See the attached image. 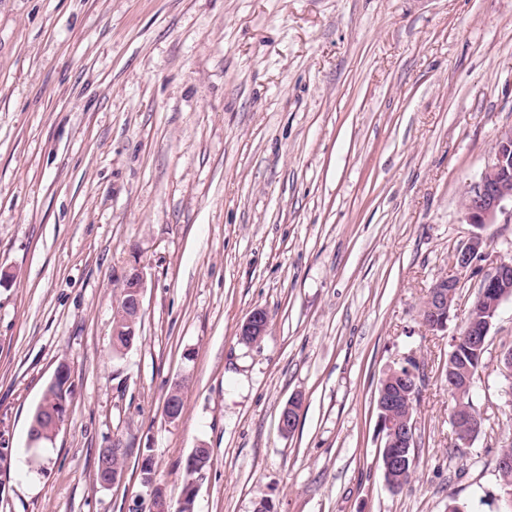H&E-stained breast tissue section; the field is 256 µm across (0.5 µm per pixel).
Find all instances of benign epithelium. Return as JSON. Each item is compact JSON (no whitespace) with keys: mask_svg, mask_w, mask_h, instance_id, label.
<instances>
[{"mask_svg":"<svg viewBox=\"0 0 512 512\" xmlns=\"http://www.w3.org/2000/svg\"><path fill=\"white\" fill-rule=\"evenodd\" d=\"M512 202V128L503 129L496 137L493 153L485 164L479 179L465 194L464 219L476 228L467 243L458 249L453 258L457 275L446 276L437 281L426 296L423 307L424 323L433 331L447 328L450 311L457 306L452 300L454 289L459 287V275L468 272L478 261L488 259L487 241L478 230L494 223L497 213L506 202ZM144 277L142 271L134 269L122 283L121 298L114 316L112 335L122 331L123 321L119 316L141 315ZM503 292L493 306L492 315H498L500 304L512 293V259L500 258L493 270L480 283V293ZM268 328V318L261 309L254 310L240 325L239 341L252 345L262 340ZM421 393V377L413 363L403 361L388 367L383 373L382 386L377 399V410L382 437L388 439L382 464L385 472L403 475L407 470L409 449L416 447L415 423H406L396 417L400 407L412 416ZM181 393L173 389L166 398L165 415L175 421L180 416ZM301 399L297 396L288 401L283 409L279 428L283 433L291 432L297 420Z\"/></svg>","mask_w":512,"mask_h":512,"instance_id":"1","label":"benign epithelium"}]
</instances>
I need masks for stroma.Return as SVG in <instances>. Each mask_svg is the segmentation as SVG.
Returning <instances> with one entry per match:
<instances>
[{
	"instance_id": "obj_1",
	"label": "stroma",
	"mask_w": 512,
	"mask_h": 512,
	"mask_svg": "<svg viewBox=\"0 0 512 512\" xmlns=\"http://www.w3.org/2000/svg\"><path fill=\"white\" fill-rule=\"evenodd\" d=\"M511 126L512 0H0V512H148L147 456L176 512L199 446L195 512H500L512 298L475 388L482 430L458 451L449 342L489 263L462 276L446 330L420 310ZM256 309L268 332L247 346ZM406 356L424 374L417 469L395 493L376 396ZM62 368L67 417L29 449ZM115 444L124 479L103 488ZM121 298L120 302L117 306L116 314L113 318L112 324V347L119 348L125 347L118 350H125L130 347H127L131 336L123 335L120 336V332L124 331L122 329V325L126 324V319H130L129 313H132L140 318L142 311V295L144 289V277L142 271L135 268L131 273H129L125 279L123 280L121 286ZM120 315L124 316V321L119 320ZM268 328V318L261 309L254 310L240 325L238 336L242 343L252 345L262 340Z\"/></svg>"
}]
</instances>
